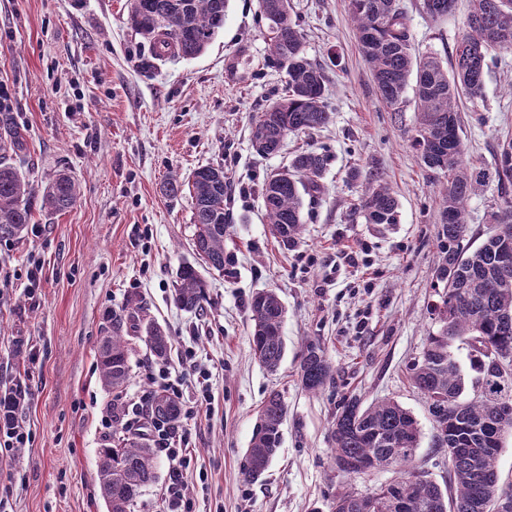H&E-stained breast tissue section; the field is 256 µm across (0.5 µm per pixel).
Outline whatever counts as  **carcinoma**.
<instances>
[{
  "mask_svg": "<svg viewBox=\"0 0 512 512\" xmlns=\"http://www.w3.org/2000/svg\"><path fill=\"white\" fill-rule=\"evenodd\" d=\"M456 0H423L422 8L434 19L452 12ZM466 33L455 49L449 69L434 52L411 51L406 13L400 0H348L356 25L358 45L370 66L381 101L396 111L410 77H415L418 121L413 137L424 166L447 178L438 231L439 262L436 279L444 288L434 314L438 330L428 336L421 361L411 372L413 385L429 400L433 429L447 435L448 481L442 488L414 465L420 429L410 411L386 399L362 405L349 400L331 424L335 462L367 461L374 470L394 468L398 477L374 488L370 494L346 491L336 496L332 512H370L369 498L380 504L378 512H491L500 495L497 459L504 435L512 433V414L502 402L512 401V380L505 384L493 357L512 353V265L505 266V252L512 253V140L500 144L495 178L505 197V207L491 213L490 223L504 228L489 234L473 248L462 246L466 208L483 185L486 173L475 172L463 160L457 102L465 96L481 97L483 79L493 53L512 48V0H469ZM229 0H130L132 28L150 46V60L168 55L195 58L224 28ZM261 17L269 34L270 60L286 70L288 94L268 104L252 122V144L263 155L278 151L291 132L315 130L329 124L332 111L324 102L325 70L304 53L303 37L291 18L290 0H260ZM20 133L8 113L0 114V240L22 238L32 218L34 188L25 176L6 162V153L18 145ZM327 156L318 151L296 155L288 168L267 175L261 196L272 235L285 246L298 242L302 233V195L321 189ZM226 174L221 165L195 170L191 187L176 177L164 185L171 198L189 191L195 226L193 250L218 271L229 263L224 255L227 217ZM75 181L58 175L44 189L43 205L54 211L72 207L78 198ZM399 203L392 189L380 184L363 197L359 210L368 224L397 223ZM207 299L206 284L195 266L186 264L177 273L175 301L190 312H200ZM254 359L274 372L285 355L282 324L286 309L272 289L256 292L249 302ZM143 320L135 299L107 314V324L97 346V368L109 390L122 389L129 379L128 332ZM144 342L150 355L166 358L170 337L159 326H146ZM466 349L473 395L466 394V380L458 356ZM305 389L317 391L332 378L333 366L323 348L305 344L301 364ZM287 406L281 395L270 392L259 410V423L247 448L242 475L259 478L280 445ZM147 424L171 429L181 423L180 404L171 395L148 391ZM155 452L148 434L107 439L98 448L97 472L107 512H131L142 489L155 478Z\"/></svg>",
  "mask_w": 512,
  "mask_h": 512,
  "instance_id": "carcinoma-1",
  "label": "carcinoma"
}]
</instances>
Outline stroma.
I'll return each mask as SVG.
<instances>
[{
	"label": "stroma",
	"mask_w": 512,
	"mask_h": 512,
	"mask_svg": "<svg viewBox=\"0 0 512 512\" xmlns=\"http://www.w3.org/2000/svg\"><path fill=\"white\" fill-rule=\"evenodd\" d=\"M409 41L451 62L465 31L469 0L434 19L422 0H402ZM306 56L328 75L331 122L292 133L278 153L251 145L252 118L281 96L287 75L268 62L259 0H230L224 28L193 59L170 56L144 68L149 45L128 23L129 0H0V88L22 139L13 156L35 191L59 174L80 187L74 206L54 212L34 202L33 232L0 241V392L30 386L18 413L34 440L0 450V512H107L96 460L101 412L113 398L143 399L152 357L137 328L130 380L120 395L104 388L96 347L109 310L138 298L172 338L167 363L180 370L194 347L210 372L211 399L189 423L193 457L184 475L195 512H331L341 491L368 493L392 471L344 474L331 453L330 425L350 399L399 402L421 429L415 462L444 483L447 457L435 446L424 395L410 381L438 325L430 314L446 180L427 169L412 144L413 91L399 111L379 99L362 57L347 0H291ZM465 161L493 172L498 146L512 139V49L498 53L483 94L460 106ZM325 153L321 192L303 197V232L292 247L269 232L261 187L304 150ZM229 177L224 271L192 250L189 195L166 197L169 177L189 181L205 165ZM399 201L398 221L366 223L359 200L378 182ZM504 204L490 180L467 205L466 243H479ZM357 254L349 262L347 254ZM41 286L28 295V261ZM194 264L207 284L202 312L174 302L176 273ZM275 290L287 314L286 354L277 372L251 352L248 304ZM319 343L334 376L320 391L300 379L306 342ZM24 360H17L16 351ZM288 407L281 444L256 481L241 475L258 411L270 391Z\"/></svg>",
	"instance_id": "35a3bbf8"
}]
</instances>
